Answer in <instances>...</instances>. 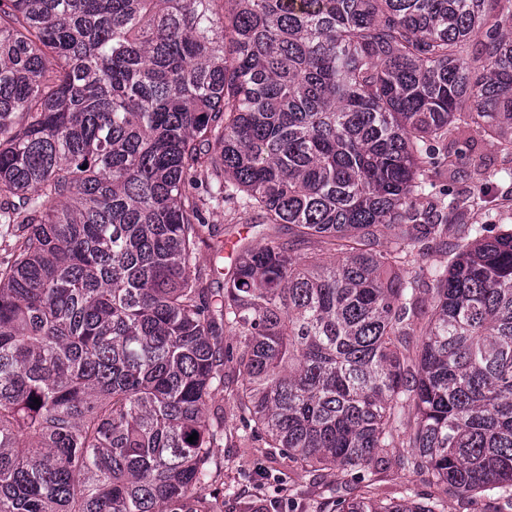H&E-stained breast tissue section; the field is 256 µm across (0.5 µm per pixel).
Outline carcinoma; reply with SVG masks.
<instances>
[{"instance_id": "obj_1", "label": "carcinoma", "mask_w": 512, "mask_h": 512, "mask_svg": "<svg viewBox=\"0 0 512 512\" xmlns=\"http://www.w3.org/2000/svg\"><path fill=\"white\" fill-rule=\"evenodd\" d=\"M470 132L512 163V0H0V512H218L257 437L353 476L316 512H445L378 497L390 453L512 503V224L427 265ZM229 202L264 228L214 291ZM205 216L210 227L212 226L215 230V234L208 240L207 244L200 245L198 250L197 262L202 267H210L215 262V249L218 246H223L221 255L224 256V265H221L228 267V252L232 248V243L238 237V231H241L243 235L246 234L245 231L247 229L242 224H246V222L248 224H257L261 221L260 216L256 212L243 217L240 220V224H234L233 221H230L228 212L222 209H209Z\"/></svg>"}]
</instances>
